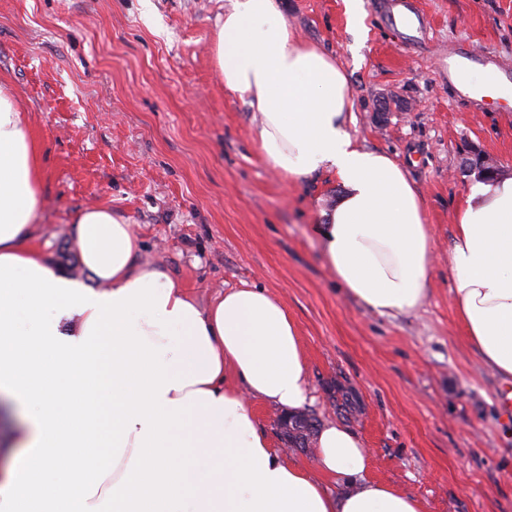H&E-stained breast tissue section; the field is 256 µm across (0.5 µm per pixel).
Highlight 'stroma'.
<instances>
[{
	"mask_svg": "<svg viewBox=\"0 0 512 512\" xmlns=\"http://www.w3.org/2000/svg\"><path fill=\"white\" fill-rule=\"evenodd\" d=\"M363 2L359 35L344 0H278L299 37L345 71L357 143L387 152L421 195L434 262L417 312L381 317L337 290L308 227L342 187L331 173L293 182L262 161L254 114L212 57L229 0H0V87L27 114L42 172L31 242L91 285L74 216L102 206L131 224L141 262L200 303L263 288L297 325L309 410L337 421L338 382L358 396L349 427L369 450L367 479L424 512H512V412L457 320L448 271L457 211L477 180L461 159L479 152L511 177L512 111L459 101L439 66L461 42L512 69V0H418L429 33L414 45L389 24V0ZM252 408L277 452L314 469L315 450L286 451L280 408Z\"/></svg>",
	"mask_w": 512,
	"mask_h": 512,
	"instance_id": "stroma-1",
	"label": "stroma"
}]
</instances>
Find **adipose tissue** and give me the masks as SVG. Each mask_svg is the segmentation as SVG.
<instances>
[{
	"mask_svg": "<svg viewBox=\"0 0 512 512\" xmlns=\"http://www.w3.org/2000/svg\"><path fill=\"white\" fill-rule=\"evenodd\" d=\"M213 59L224 88L257 113L266 165L296 181L336 175L344 192L310 232L336 283L386 317L425 302L432 241L420 196L389 154L349 131L345 72L303 42L277 0H231ZM42 184L24 112L0 89V393L27 407L4 438L0 512H424L365 478L369 450L330 422L316 469L284 460L251 402L309 399L296 324L259 287L208 305L140 263L130 224L110 209L75 219L88 287L30 244ZM448 269L454 305L483 365L512 379V177L481 182L458 211ZM54 318H44L45 309ZM106 448L87 471L77 451ZM330 476L351 489L328 493Z\"/></svg>",
	"mask_w": 512,
	"mask_h": 512,
	"instance_id": "adipose-tissue-1",
	"label": "adipose tissue"
}]
</instances>
